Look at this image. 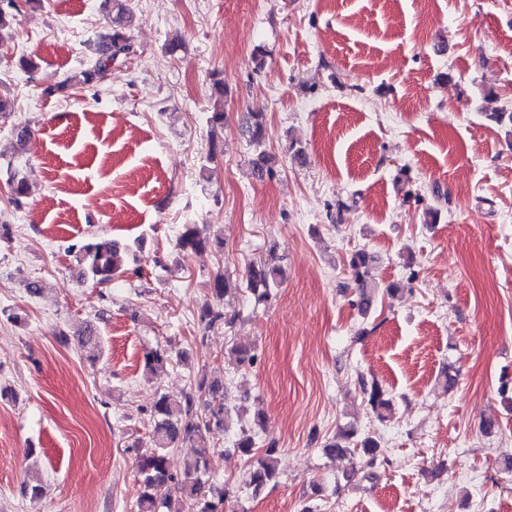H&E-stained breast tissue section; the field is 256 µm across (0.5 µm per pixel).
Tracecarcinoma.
Instances as JSON below:
<instances>
[{
	"label": "carcinoma",
	"instance_id": "cac0c4a2",
	"mask_svg": "<svg viewBox=\"0 0 512 512\" xmlns=\"http://www.w3.org/2000/svg\"><path fill=\"white\" fill-rule=\"evenodd\" d=\"M129 12L126 0H112L110 27L112 34L97 43L98 58L91 70L81 75L67 78L58 89L71 85L89 84L94 80H102L112 71V63L129 53L130 45L125 37L126 15ZM228 91L222 80L213 84L210 109L207 112V124L210 128V149L207 161L215 159L218 145L217 134L224 131L227 115L224 110ZM239 126L247 135L250 143L261 146L267 136V125L263 114L245 112L240 116ZM176 246L184 253H193L206 249L209 242L201 237L194 224L182 225ZM70 250L75 257L84 277L97 285L109 284L119 272L122 264L121 248L112 239H98L75 243ZM371 257L362 250L355 252L349 261L352 278L355 284L356 300L354 306L358 311L368 314L376 302V290L369 281ZM246 289L256 301L264 302L271 298L275 288L283 279V268L280 258L270 252L266 259L249 264L245 272ZM228 278L223 273L216 274L210 282V293L213 301L221 302L227 293ZM231 364L240 367L254 363V350L249 345L235 344L228 350ZM198 391L207 392L206 398L188 393L182 401H173L162 394L155 400L151 414L153 416L152 442L158 451L137 462L140 474V493L138 496L139 512H181L172 510V497H159L163 488H171L180 500L187 503L192 512H226L225 502L229 493L215 488L204 480L210 469V458L204 451L208 444V435L212 427L224 423V384L219 380L198 382ZM367 395V403L382 418L392 411V399L377 384L363 389ZM236 448L247 459L245 484L253 493H260L278 476V457L275 448H259L256 446L252 431L241 429ZM172 449L183 451V467L174 475L168 468L167 453ZM355 450L375 458L379 451L377 441L371 436L355 438V433L343 434V441L325 445L324 451L330 457L343 456Z\"/></svg>",
	"mask_w": 512,
	"mask_h": 512
}]
</instances>
